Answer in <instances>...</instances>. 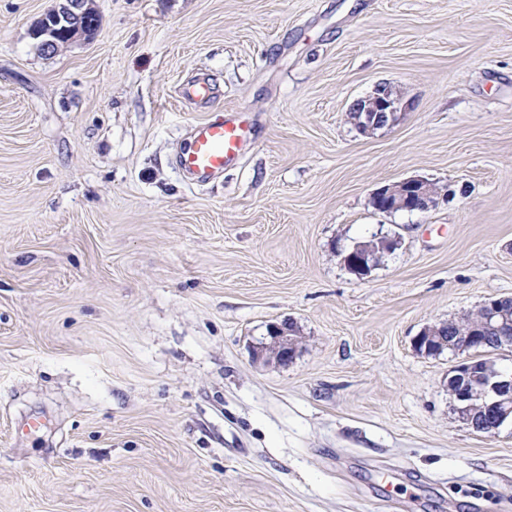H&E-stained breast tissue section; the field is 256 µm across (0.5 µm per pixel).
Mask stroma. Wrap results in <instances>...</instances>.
<instances>
[{
	"label": "stroma",
	"instance_id": "1",
	"mask_svg": "<svg viewBox=\"0 0 512 512\" xmlns=\"http://www.w3.org/2000/svg\"><path fill=\"white\" fill-rule=\"evenodd\" d=\"M55 5L0 0V512H512V424L413 347L512 297V0H92L45 55ZM227 110L251 143L188 178ZM409 177L437 206H373ZM285 321L292 362L254 359ZM58 1L62 3L34 21L32 25V35L45 54L55 53L60 46L77 37L92 36L98 27L96 13L89 6V0ZM90 19H93L91 23ZM61 23L65 24L61 26L62 30H58ZM401 99L400 90L381 84L350 107L349 118L362 133H373L394 123ZM231 113V114H230ZM235 112L195 124L186 147L179 154L177 165L194 178H208L234 165L247 142V130ZM373 239L376 241L378 245L377 248L372 246V250L366 249V251H364L365 247L362 245H358L353 250H351L342 257L344 264L361 278L367 276L374 266L373 264H370V266H368L367 256L370 255L369 251L375 254L376 250H378V254H375V257L378 256L380 253L389 252L388 246L391 239H388L384 236H373Z\"/></svg>",
	"mask_w": 512,
	"mask_h": 512
}]
</instances>
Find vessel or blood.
Wrapping results in <instances>:
<instances>
[{
    "mask_svg": "<svg viewBox=\"0 0 512 512\" xmlns=\"http://www.w3.org/2000/svg\"><path fill=\"white\" fill-rule=\"evenodd\" d=\"M246 141V127L233 114L197 123L177 165L182 172L198 179L223 173L237 162Z\"/></svg>",
    "mask_w": 512,
    "mask_h": 512,
    "instance_id": "b4317fda",
    "label": "vessel or blood"
}]
</instances>
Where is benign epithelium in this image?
I'll list each match as a JSON object with an SVG mask.
<instances>
[{
	"mask_svg": "<svg viewBox=\"0 0 512 512\" xmlns=\"http://www.w3.org/2000/svg\"><path fill=\"white\" fill-rule=\"evenodd\" d=\"M96 13L89 0H60L58 7L34 21L32 35L45 54L56 52L78 37H90L97 30ZM401 91L387 84L375 88L372 94L357 100L349 109V118L359 131L369 134L392 125L401 103ZM439 189L420 178H407L385 185L373 193V198L387 212L426 211L437 205ZM369 251L358 245L342 257L344 264L359 277L369 274ZM512 297L495 298L480 306L481 316L463 332L453 334L446 342L438 336L439 328L425 327L413 339L420 352L442 350L466 352L482 347L492 339L500 345H512ZM298 350L296 329L290 323L272 324L266 339L254 350L258 360L286 364ZM491 350L483 351L482 358L467 357L448 374V386L458 401L459 417L475 432L495 434L506 423L512 422V373L499 370L490 374L494 361Z\"/></svg>",
	"mask_w": 512,
	"mask_h": 512,
	"instance_id": "1",
	"label": "benign epithelium"
}]
</instances>
